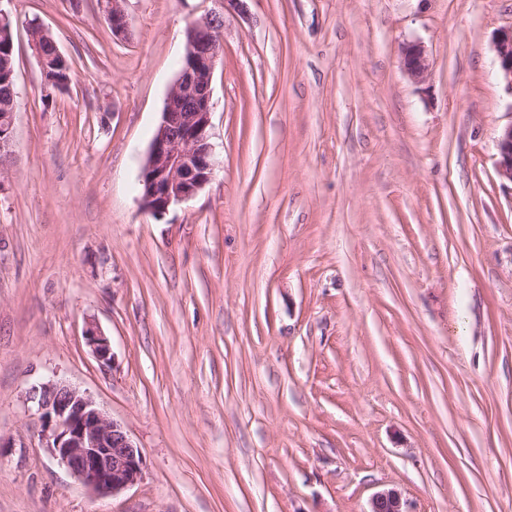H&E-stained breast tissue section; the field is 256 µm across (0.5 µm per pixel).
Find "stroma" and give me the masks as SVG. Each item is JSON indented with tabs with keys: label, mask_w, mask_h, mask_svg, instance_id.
<instances>
[{
	"label": "stroma",
	"mask_w": 512,
	"mask_h": 512,
	"mask_svg": "<svg viewBox=\"0 0 512 512\" xmlns=\"http://www.w3.org/2000/svg\"><path fill=\"white\" fill-rule=\"evenodd\" d=\"M0 0V512H512V184L492 70L512 0ZM215 167L155 217L141 176L185 31L211 14ZM40 21L74 63L43 81ZM431 72L412 82L403 43ZM108 336L110 366L84 339ZM56 377L145 468L95 495L23 395ZM101 2L105 17L112 21L107 20V23L113 38H125L129 31V22L122 5L124 0H105ZM15 83V48L13 27L11 31L0 34V114L11 112L8 123L2 126L7 132L0 131V165H6L15 154L14 121L17 107ZM1 128V129H2ZM7 135V137H5ZM401 66L414 83L424 82L430 68L429 55L425 46L420 42L405 44L402 48ZM497 173L501 180L512 184V123L504 126L497 140ZM405 501L395 489L377 492L370 502L369 512H410L405 510Z\"/></svg>",
	"instance_id": "obj_1"
}]
</instances>
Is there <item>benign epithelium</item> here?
I'll return each instance as SVG.
<instances>
[{
	"instance_id": "1",
	"label": "benign epithelium",
	"mask_w": 512,
	"mask_h": 512,
	"mask_svg": "<svg viewBox=\"0 0 512 512\" xmlns=\"http://www.w3.org/2000/svg\"><path fill=\"white\" fill-rule=\"evenodd\" d=\"M124 0H103L105 17L112 21V37L124 38L129 31ZM224 17L190 25L186 30L190 63L179 69L166 96L160 124L153 136L143 169V207L155 216L195 196L213 172L211 144L212 75L219 55L214 46V29ZM494 69L498 80L512 94V27L495 38ZM401 66L415 83L426 80L430 60L424 45L407 43L402 48ZM15 113H10L7 132H0V165L15 154ZM497 173L512 184V122L497 140ZM87 345L103 365L112 362L110 340L94 322L84 330ZM25 401L39 414L41 447L56 458L88 490L117 494L135 484L144 468L140 449L119 422L109 418L86 393L61 379L49 378L29 387ZM370 512H407L405 501L395 489L377 492Z\"/></svg>"
}]
</instances>
